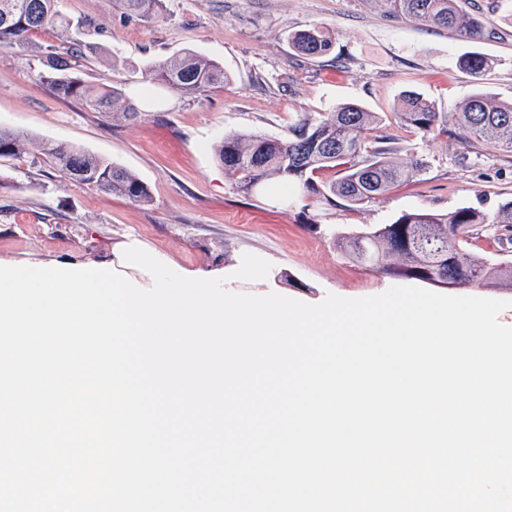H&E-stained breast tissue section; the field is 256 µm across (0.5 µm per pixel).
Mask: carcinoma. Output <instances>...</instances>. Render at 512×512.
I'll return each instance as SVG.
<instances>
[{
  "mask_svg": "<svg viewBox=\"0 0 512 512\" xmlns=\"http://www.w3.org/2000/svg\"><path fill=\"white\" fill-rule=\"evenodd\" d=\"M56 0H0V50L22 57L28 51V35L44 29L69 27L55 7ZM130 16L145 22L164 18L165 0H116ZM394 19L418 21L438 29H455L474 37L482 29L477 18L463 15L457 0H379ZM292 48L306 58L330 52L333 42L322 25L291 36ZM81 43L69 41L42 50L39 81L64 99L77 100L99 112H121L132 118L136 108L125 101L116 82L93 84L82 77L78 65ZM460 67L478 75L492 65L480 54L462 57ZM224 69L210 57L186 49L145 68L144 82L174 88L196 98L224 83ZM396 120L419 133L438 131L463 138L471 147L491 146L512 155V102L503 103L476 90L447 115L413 90L403 92ZM382 119L356 103H342L331 112L305 117L285 139L262 134H227L214 154L236 191L250 199L266 186L294 188L321 202L338 199L348 206L363 207L403 180L415 176L422 163L400 164L393 160L394 147L386 135L376 134ZM32 137L0 127V160L26 153ZM42 155L49 166L73 182L110 191L132 203L147 204V185L131 171L92 155L79 146L46 142ZM336 177L319 184L321 171ZM478 224H512V201L493 213L461 207L446 214L402 212L390 224L374 225L336 235V244L360 266L395 278L429 284L477 285L512 290V265L472 250V231Z\"/></svg>",
  "mask_w": 512,
  "mask_h": 512,
  "instance_id": "carcinoma-1",
  "label": "carcinoma"
}]
</instances>
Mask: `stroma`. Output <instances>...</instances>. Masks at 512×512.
I'll return each instance as SVG.
<instances>
[{"label":"stroma","mask_w":512,"mask_h":512,"mask_svg":"<svg viewBox=\"0 0 512 512\" xmlns=\"http://www.w3.org/2000/svg\"><path fill=\"white\" fill-rule=\"evenodd\" d=\"M458 5L482 20L480 38L388 18L374 0H166L164 19L151 23L126 15L114 0H57L72 38L88 45L85 78L122 82L138 114L127 120L97 112L40 84L39 51L60 39L46 29L30 33L34 51L26 58L0 52V126L68 141L123 166L148 185L152 200L137 205L68 181L31 149L0 163V262L96 264L117 260L135 243L183 275L230 274L225 288L234 293L260 290L317 304L330 293L360 298L396 286V279L345 258L334 234L389 224L405 211L492 212L512 200V156L443 134L425 136L394 117L409 89L447 113L479 87L512 102V0ZM86 18L95 21L97 34L80 29ZM315 24L329 29L330 54L296 56L289 37ZM186 48L218 61L225 84L195 99L146 87V63ZM471 52L493 61L481 77L456 65ZM342 103L381 115L378 132L392 138L395 161L423 164L363 208L273 187L244 199L214 157L224 135L285 138L302 117ZM473 250L512 263V224L475 226ZM246 253L271 263L266 279H234Z\"/></svg>","instance_id":"stroma-1"}]
</instances>
